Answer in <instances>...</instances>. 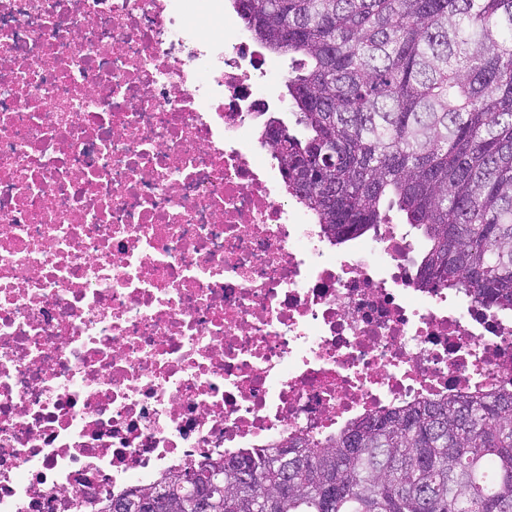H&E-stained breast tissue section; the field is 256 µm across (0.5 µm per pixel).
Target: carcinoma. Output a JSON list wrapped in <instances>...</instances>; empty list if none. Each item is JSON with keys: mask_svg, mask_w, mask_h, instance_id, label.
<instances>
[{"mask_svg": "<svg viewBox=\"0 0 512 512\" xmlns=\"http://www.w3.org/2000/svg\"><path fill=\"white\" fill-rule=\"evenodd\" d=\"M293 57L295 124L269 116L288 183L336 244L395 210L425 241L421 285L512 310V0H235ZM221 512H512V391L446 397L192 469ZM149 494L173 512L192 489Z\"/></svg>", "mask_w": 512, "mask_h": 512, "instance_id": "1", "label": "carcinoma"}]
</instances>
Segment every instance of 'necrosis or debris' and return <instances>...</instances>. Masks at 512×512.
I'll use <instances>...</instances> for the list:
<instances>
[{
    "mask_svg": "<svg viewBox=\"0 0 512 512\" xmlns=\"http://www.w3.org/2000/svg\"><path fill=\"white\" fill-rule=\"evenodd\" d=\"M224 0H0V512L512 390V311L334 250Z\"/></svg>",
    "mask_w": 512,
    "mask_h": 512,
    "instance_id": "necrosis-or-debris-1",
    "label": "necrosis or debris"
}]
</instances>
